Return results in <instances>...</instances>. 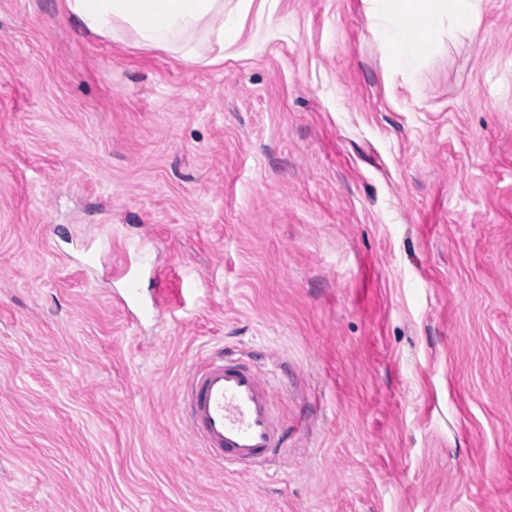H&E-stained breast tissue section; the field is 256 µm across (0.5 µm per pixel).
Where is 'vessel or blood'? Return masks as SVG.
Wrapping results in <instances>:
<instances>
[{"label":"vessel or blood","instance_id":"obj_1","mask_svg":"<svg viewBox=\"0 0 512 512\" xmlns=\"http://www.w3.org/2000/svg\"><path fill=\"white\" fill-rule=\"evenodd\" d=\"M186 386L189 426L210 460L247 465L281 449L283 433L259 373L211 357L191 368Z\"/></svg>","mask_w":512,"mask_h":512}]
</instances>
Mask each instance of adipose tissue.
Wrapping results in <instances>:
<instances>
[{
  "label": "adipose tissue",
  "mask_w": 512,
  "mask_h": 512,
  "mask_svg": "<svg viewBox=\"0 0 512 512\" xmlns=\"http://www.w3.org/2000/svg\"><path fill=\"white\" fill-rule=\"evenodd\" d=\"M388 63L415 76L432 52L441 25L465 31L482 13L485 0H367ZM68 13L89 32L109 35L130 29L138 44L177 50L193 58L189 38L206 30L220 44L234 43L239 29L225 14L224 0H65Z\"/></svg>",
  "instance_id": "obj_1"
}]
</instances>
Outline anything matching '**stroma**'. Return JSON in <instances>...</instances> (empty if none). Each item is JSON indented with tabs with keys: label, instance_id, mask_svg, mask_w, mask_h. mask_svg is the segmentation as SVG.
<instances>
[{
	"label": "stroma",
	"instance_id": "obj_1",
	"mask_svg": "<svg viewBox=\"0 0 512 512\" xmlns=\"http://www.w3.org/2000/svg\"><path fill=\"white\" fill-rule=\"evenodd\" d=\"M240 28L0 0V512H512V0L412 78L365 0ZM225 352L286 437L248 474L180 412ZM68 13L89 32L110 35L129 28L138 44L175 49L195 56L189 37L200 29L220 48L239 37L235 18L224 14V0H64Z\"/></svg>",
	"mask_w": 512,
	"mask_h": 512
}]
</instances>
